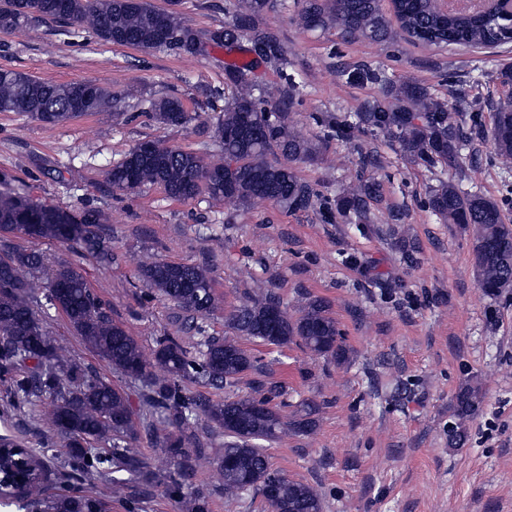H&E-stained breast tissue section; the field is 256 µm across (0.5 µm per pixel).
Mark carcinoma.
I'll return each instance as SVG.
<instances>
[{"label":"carcinoma","mask_w":512,"mask_h":512,"mask_svg":"<svg viewBox=\"0 0 512 512\" xmlns=\"http://www.w3.org/2000/svg\"><path fill=\"white\" fill-rule=\"evenodd\" d=\"M392 7L393 25L385 17L382 0H304L295 21L311 30L334 29L346 40L389 44L404 40L431 46L512 42V21L492 8L478 15L453 16L442 12L437 0H394ZM269 9L270 0H236L231 22L210 34V46L230 48L246 37L256 56L287 68L281 42L259 25ZM47 21L74 22L113 46L177 49L196 56L201 42L180 12L157 9L147 0H0L1 32L35 28ZM254 65L252 60L224 65L231 93L216 117L218 154L206 162L192 151L162 144L154 153H143L136 144L107 171L112 189L134 192L160 185L169 197L182 201L205 192L216 200H233L244 209L264 202L292 211L311 207L319 194L293 169L294 163L317 153L308 137L288 125V105L297 95V86L288 81L278 104L267 110L262 107L267 91L252 77ZM372 79L381 84L388 102H364L352 115L330 122L331 135L342 141L360 134L380 138L432 174L454 163L463 145L462 120L448 109V101L412 81L397 83L375 72ZM110 107L112 93L102 86L46 82L0 69V112L61 123ZM149 107L160 124L191 120L175 97L151 99ZM490 138L495 157L511 160L512 98L499 104ZM277 154L282 160L275 159ZM379 201L380 182L359 174L336 197V214L351 224H367L370 205ZM425 205L445 224L472 228V252L486 249L477 273L478 286L486 295L497 297L512 288V224L505 222L497 201L439 179L430 187ZM107 222L108 217L97 210L74 215L37 204L20 189L0 181V231L80 243L102 254L94 227ZM139 273L146 286L192 320L218 308L206 264L149 259ZM260 289L258 297L224 315L232 335L200 340L194 356L176 338L163 336L148 353L112 321L72 266L60 263L47 272L41 253L1 248L0 383L6 387L8 404L15 408L50 399L51 420L69 440L60 465L65 488L49 494L46 470L34 461L32 452L27 448L17 452V445L4 439L9 448L0 458V469L20 475L27 505L38 504L43 512H102L94 492L97 483L104 477L120 483L126 473L149 487L166 480L169 493L184 500L188 512H208L207 496L186 487L194 472L188 449L199 447L194 426L201 419L224 434L219 447L207 449L224 498L253 494L261 496L268 512H322V493L273 468L260 445L286 432L312 433L319 407L304 399L295 411L283 414L288 407L283 387L265 380L263 365L240 347L237 337L262 336L267 314L277 306V344L296 342L313 356L338 362L346 359V349L325 301L311 298L294 316L266 286ZM41 290L93 352L113 370L142 383L145 405L177 428L156 440L160 456L174 467L173 472L163 473L130 448L137 432L127 397L111 382L90 374L51 339L36 310ZM250 375V393L243 396L213 400L189 397L185 391V382L192 379L230 388ZM484 402L478 379L472 377L458 387L452 398V443L465 441L468 423Z\"/></svg>","instance_id":"1"}]
</instances>
